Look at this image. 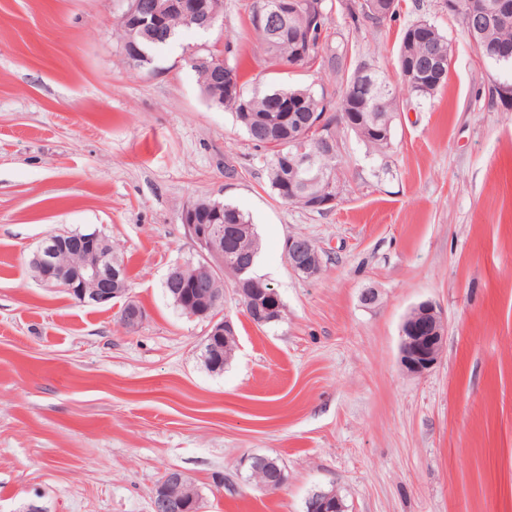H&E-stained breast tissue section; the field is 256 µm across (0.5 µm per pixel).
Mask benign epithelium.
Listing matches in <instances>:
<instances>
[{
    "label": "benign epithelium",
    "mask_w": 512,
    "mask_h": 512,
    "mask_svg": "<svg viewBox=\"0 0 512 512\" xmlns=\"http://www.w3.org/2000/svg\"><path fill=\"white\" fill-rule=\"evenodd\" d=\"M177 11L192 23L209 29L215 20L223 18L224 0H213L208 7L196 0H152L150 3L134 2L131 11L124 18L135 17L133 30L155 31L166 24L168 13ZM193 211L185 208L182 213L184 227L192 240L196 253L209 265H223L222 234L219 228L210 224H196ZM71 247L63 246L57 233L47 234L39 243L30 259L34 278L49 288H62L77 297L83 304H103L112 298L128 292L124 288L123 267L112 261L111 244L97 233L70 234ZM314 241L303 236L288 238V264L292 272L308 278L317 275L320 268L310 262ZM78 257L75 264L63 260L65 253ZM188 265L179 263L170 270L165 284L182 288H197L203 297L209 290L199 282L188 283ZM414 326L402 324L400 331L399 361L403 369L415 376L428 373L441 356L445 322L435 303L424 301L410 311ZM122 324L130 329L137 327L144 319L143 311L130 303L121 312ZM185 496L194 497L184 474L179 470L168 471L158 483L151 500L153 512H169L173 503Z\"/></svg>",
    "instance_id": "1"
}]
</instances>
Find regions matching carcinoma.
Masks as SVG:
<instances>
[{
	"instance_id": "1",
	"label": "carcinoma",
	"mask_w": 512,
	"mask_h": 512,
	"mask_svg": "<svg viewBox=\"0 0 512 512\" xmlns=\"http://www.w3.org/2000/svg\"><path fill=\"white\" fill-rule=\"evenodd\" d=\"M274 2L260 0L252 15L253 28L268 59L274 65L292 69L318 66L328 70L340 83L338 99L319 95L310 88L293 87L249 94L240 84L237 65L202 46L189 52L194 57L207 56V62L191 63L189 67L209 105L234 112L247 138L255 147L267 151L265 163L274 195L306 209L310 196L327 187L326 178L339 180L344 151L342 147L320 148L312 132L315 123H322L323 134L340 143L341 131L347 130L369 147L380 151L390 148L401 98L406 96L420 105L434 99L447 84L446 75L433 79L431 53L446 56L451 44L436 25L425 19L405 25L399 38L396 76L392 77L370 60L352 63L345 34L339 29L329 32L333 0H295L297 9L288 14L286 21L269 25L268 12ZM461 2L454 18L482 55L495 54L512 44V14L489 23L485 15L469 11L467 0ZM341 8L349 26L356 28L365 22L379 28L396 18L399 0H343ZM116 26L127 63L133 69L151 65L156 51L174 43L183 30L195 28L179 13L169 15L164 29L137 35L133 40L129 21L118 17ZM302 139L306 140V152L316 154V162L314 167H302L295 173L288 162L298 154L297 143ZM191 207L200 224L233 226V232L224 235V257L249 265L244 272L235 267L221 270L233 279L234 287L250 288L257 282L272 290L268 282L254 274L259 240L249 216L233 204L215 200H198ZM251 304L263 307L260 312L248 310L249 319L255 323L263 319L272 325L284 317L282 304L273 312L264 311L266 303L259 296ZM234 348L235 344L224 343L222 336H206L201 351L206 369L213 373L224 371Z\"/></svg>"
}]
</instances>
